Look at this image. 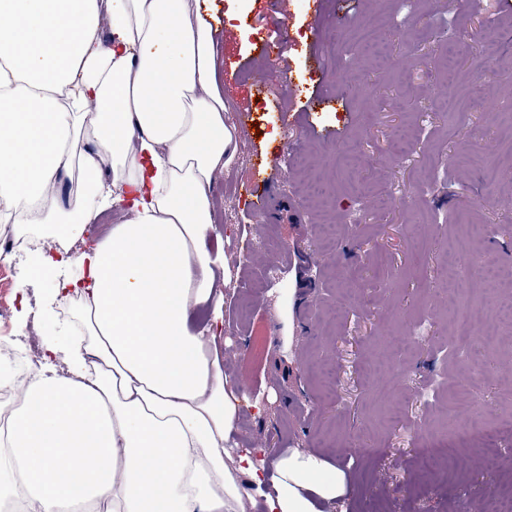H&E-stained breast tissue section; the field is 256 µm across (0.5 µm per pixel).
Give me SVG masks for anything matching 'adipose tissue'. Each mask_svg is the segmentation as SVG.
I'll list each match as a JSON object with an SVG mask.
<instances>
[{"label":"adipose tissue","mask_w":512,"mask_h":512,"mask_svg":"<svg viewBox=\"0 0 512 512\" xmlns=\"http://www.w3.org/2000/svg\"><path fill=\"white\" fill-rule=\"evenodd\" d=\"M197 0H0V218L52 242L99 211L127 218L58 279L42 361L0 431V506L19 512H320L342 471L297 451L265 467L234 439L243 387L224 372L225 254L209 189L236 129ZM85 179L57 187L79 142Z\"/></svg>","instance_id":"ef3b65f1"}]
</instances>
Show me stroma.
<instances>
[{"instance_id": "stroma-1", "label": "stroma", "mask_w": 512, "mask_h": 512, "mask_svg": "<svg viewBox=\"0 0 512 512\" xmlns=\"http://www.w3.org/2000/svg\"><path fill=\"white\" fill-rule=\"evenodd\" d=\"M198 4L219 30L238 129L210 198L233 262L224 370L247 396L241 447L341 468L347 490L323 512H491L512 498V328L486 337L512 279L485 276L512 268V5L354 0L339 31L343 0H287L279 70L256 48L270 0ZM314 90L327 98L316 111ZM261 163L275 187L266 216L245 193ZM51 286L28 253L0 259L6 333L34 359ZM460 313L475 321L465 362L450 334ZM444 438L458 446L450 477L427 460Z\"/></svg>"}]
</instances>
